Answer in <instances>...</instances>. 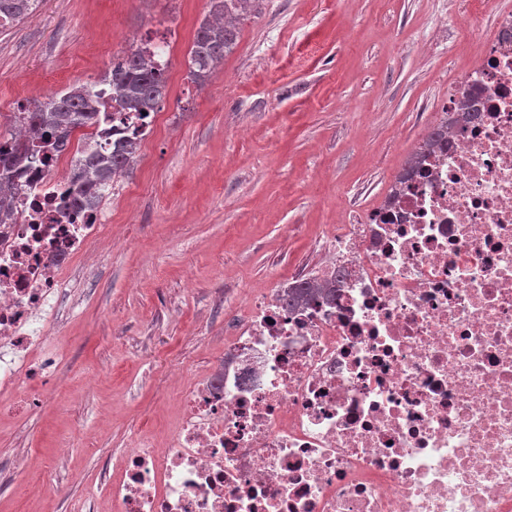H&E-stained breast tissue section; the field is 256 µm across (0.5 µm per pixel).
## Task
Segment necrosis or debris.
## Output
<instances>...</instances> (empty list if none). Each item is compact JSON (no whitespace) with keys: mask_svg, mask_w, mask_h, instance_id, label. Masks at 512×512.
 <instances>
[{"mask_svg":"<svg viewBox=\"0 0 512 512\" xmlns=\"http://www.w3.org/2000/svg\"><path fill=\"white\" fill-rule=\"evenodd\" d=\"M451 128L362 224L328 243L336 296L251 305L163 447L137 439L113 512H512V15L459 85ZM0 224V396L30 409L50 363L39 316L107 238L44 165Z\"/></svg>","mask_w":512,"mask_h":512,"instance_id":"obj_1","label":"necrosis or debris"}]
</instances>
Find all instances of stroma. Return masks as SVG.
<instances>
[{
	"label": "stroma",
	"mask_w": 512,
	"mask_h": 512,
	"mask_svg": "<svg viewBox=\"0 0 512 512\" xmlns=\"http://www.w3.org/2000/svg\"><path fill=\"white\" fill-rule=\"evenodd\" d=\"M258 0L205 85L188 50L208 0H39L0 28V135L128 42L166 47L167 92L75 260L36 407L0 411V512H112L125 448L162 439L253 297L319 276L327 238L379 208L445 120L512 0Z\"/></svg>",
	"instance_id": "1"
}]
</instances>
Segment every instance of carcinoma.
Here are the masks:
<instances>
[{"label": "carcinoma", "instance_id": "carcinoma-1", "mask_svg": "<svg viewBox=\"0 0 512 512\" xmlns=\"http://www.w3.org/2000/svg\"><path fill=\"white\" fill-rule=\"evenodd\" d=\"M38 0H0V20L18 23L35 9ZM211 10L197 28L189 51V76L204 82L224 61L236 41V22L251 11L255 0H209ZM112 99L124 110L149 118L166 95L165 65L144 54L137 43L112 62ZM112 120V113L99 111L98 102L86 84L69 92L44 100L33 101L28 108L16 113L14 122L24 127V138H5L0 141V214L13 210L20 192L17 183L20 169L26 163H49L52 157L65 153L71 146V135L77 128H93L102 121ZM139 132L112 143V151L90 152L82 159V183L69 191L71 207L80 209L99 204L114 178L133 161ZM336 281L321 285L308 279L288 289L285 301L293 307L316 296L331 298Z\"/></svg>", "mask_w": 512, "mask_h": 512}]
</instances>
